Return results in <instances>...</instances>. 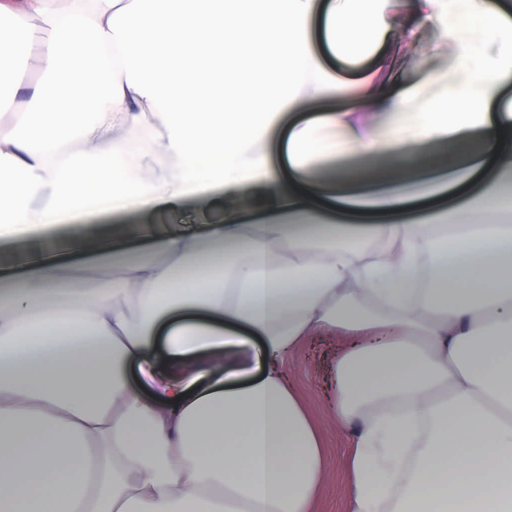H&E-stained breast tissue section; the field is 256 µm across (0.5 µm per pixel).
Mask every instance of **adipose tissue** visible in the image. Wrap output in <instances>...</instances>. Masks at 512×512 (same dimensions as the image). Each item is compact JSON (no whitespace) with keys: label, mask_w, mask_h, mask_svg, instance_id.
Returning a JSON list of instances; mask_svg holds the SVG:
<instances>
[{"label":"adipose tissue","mask_w":512,"mask_h":512,"mask_svg":"<svg viewBox=\"0 0 512 512\" xmlns=\"http://www.w3.org/2000/svg\"><path fill=\"white\" fill-rule=\"evenodd\" d=\"M0 0L42 73L0 66V238L53 240L74 221L224 193V221L170 232L130 260L139 230L91 254L122 276L66 300L65 257L26 261L0 291V512H310L317 432L288 387L303 337L340 325L397 340L351 355L331 401L360 422L350 512H512V6L412 0L458 52L455 78L384 87L395 0ZM369 60L360 80L325 67ZM315 77L304 81L305 70ZM344 99L271 137L303 100ZM373 104L378 129L359 126ZM448 143L449 209L339 235L336 208L368 210L363 177L319 181L311 157L385 152L399 171ZM478 179L477 191L467 184ZM250 196L251 211L239 208ZM170 329L159 367L129 371ZM256 336L255 356L238 331ZM224 363L188 378L191 364Z\"/></svg>","instance_id":"ef3b65f1"}]
</instances>
